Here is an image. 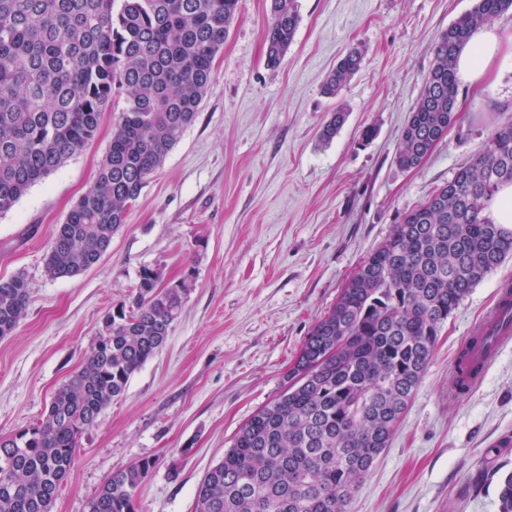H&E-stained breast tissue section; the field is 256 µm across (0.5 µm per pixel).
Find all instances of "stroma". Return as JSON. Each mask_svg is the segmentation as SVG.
<instances>
[{"instance_id":"1","label":"stroma","mask_w":512,"mask_h":512,"mask_svg":"<svg viewBox=\"0 0 512 512\" xmlns=\"http://www.w3.org/2000/svg\"><path fill=\"white\" fill-rule=\"evenodd\" d=\"M270 0H239L215 80L194 124L147 181L100 263L53 278L44 258L57 224L92 185L124 106L98 136L0 214V277L24 274L26 314L0 338V436L35 425L90 352L104 314L142 267L191 288L163 348L80 438L53 512H85L113 473L152 468L135 512H194L196 490L241 427L288 385L301 347L364 258L401 216L447 184L512 113V57L484 84L459 85V121L421 166L393 161L439 33L473 0H296L299 25L278 67L266 62ZM361 69L337 98L321 93L351 47ZM348 119L320 133L331 111ZM376 135L363 142L361 132ZM512 278V258L463 300L351 512H497L512 471V347L468 394L448 368Z\"/></svg>"}]
</instances>
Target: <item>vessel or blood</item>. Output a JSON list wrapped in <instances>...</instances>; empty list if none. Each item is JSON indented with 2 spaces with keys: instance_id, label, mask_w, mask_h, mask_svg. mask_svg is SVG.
Segmentation results:
<instances>
[{
  "instance_id": "vessel-or-blood-1",
  "label": "vessel or blood",
  "mask_w": 512,
  "mask_h": 512,
  "mask_svg": "<svg viewBox=\"0 0 512 512\" xmlns=\"http://www.w3.org/2000/svg\"><path fill=\"white\" fill-rule=\"evenodd\" d=\"M512 308V282L503 281L497 303L477 326L475 338L460 349L451 372L456 392L465 393L477 386L498 354L512 345V319L507 311Z\"/></svg>"
}]
</instances>
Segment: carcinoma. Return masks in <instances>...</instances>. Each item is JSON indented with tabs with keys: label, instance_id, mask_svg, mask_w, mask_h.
I'll return each instance as SVG.
<instances>
[{
	"label": "carcinoma",
	"instance_id": "carcinoma-1",
	"mask_svg": "<svg viewBox=\"0 0 512 512\" xmlns=\"http://www.w3.org/2000/svg\"><path fill=\"white\" fill-rule=\"evenodd\" d=\"M238 0H0V214L98 135L115 94L125 107L93 185L56 226L45 269L73 277L94 266L128 210L194 123L215 78ZM267 63H280L299 23L295 0H272ZM512 10L474 0L442 31L394 160L418 167L457 121L454 61L472 33ZM354 48L323 85L334 98L360 69ZM348 113L323 127L330 140ZM512 183V116L454 177L406 212L336 304L313 326L288 387L236 434L204 476L195 512H350L388 446L434 353L443 325L473 288L512 256V231L486 214ZM144 266L137 288L107 312L82 365L34 426L0 437V512H52L79 439L166 343L189 291ZM30 297L26 278H0V338ZM152 465L112 474L86 512H135ZM498 512H512V472Z\"/></svg>",
	"mask_w": 512,
	"mask_h": 512
}]
</instances>
